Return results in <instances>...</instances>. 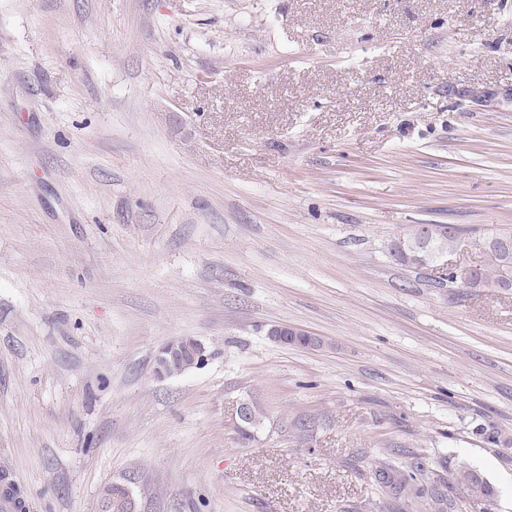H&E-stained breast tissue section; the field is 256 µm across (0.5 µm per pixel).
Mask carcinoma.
<instances>
[{"label": "carcinoma", "mask_w": 512, "mask_h": 512, "mask_svg": "<svg viewBox=\"0 0 512 512\" xmlns=\"http://www.w3.org/2000/svg\"><path fill=\"white\" fill-rule=\"evenodd\" d=\"M468 281L473 288L492 281L512 285V251L497 247L486 254L485 264L475 269ZM261 417L260 409L249 405L246 419L234 425L238 439L251 440ZM371 480L386 512H449L454 504L455 486L440 471L429 468L422 456L408 464L383 459L372 468Z\"/></svg>", "instance_id": "obj_1"}]
</instances>
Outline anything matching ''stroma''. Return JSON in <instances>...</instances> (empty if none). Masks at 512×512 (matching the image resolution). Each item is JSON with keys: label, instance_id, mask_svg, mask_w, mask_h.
Masks as SVG:
<instances>
[{"label": "stroma", "instance_id": "35a3bbf8", "mask_svg": "<svg viewBox=\"0 0 512 512\" xmlns=\"http://www.w3.org/2000/svg\"><path fill=\"white\" fill-rule=\"evenodd\" d=\"M416 224L512 233V0H0V473L346 512L421 454L512 512V292L398 264ZM202 358L203 349L196 341L177 339L161 350L158 359L159 372L163 374L173 373L174 367L177 365H180L181 370L194 365L197 366Z\"/></svg>", "mask_w": 512, "mask_h": 512}]
</instances>
